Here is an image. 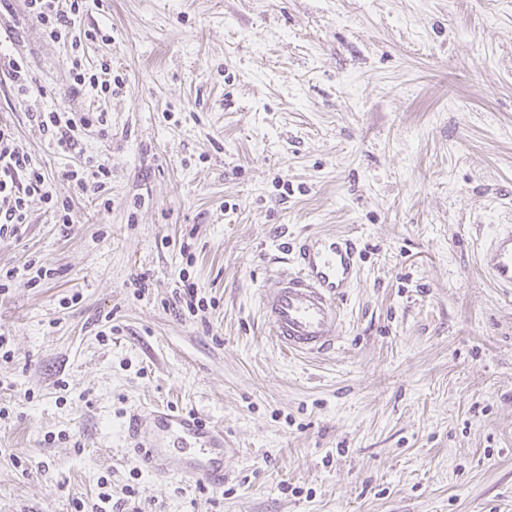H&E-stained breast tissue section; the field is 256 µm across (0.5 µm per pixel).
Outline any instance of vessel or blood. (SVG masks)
I'll list each match as a JSON object with an SVG mask.
<instances>
[{"label":"vessel or blood","instance_id":"b4317fda","mask_svg":"<svg viewBox=\"0 0 512 512\" xmlns=\"http://www.w3.org/2000/svg\"><path fill=\"white\" fill-rule=\"evenodd\" d=\"M356 246L352 240L318 235L305 240L297 253V271L261 294L263 315L277 342L289 353L315 354L336 345L344 293L356 273ZM480 263L492 280L512 288V227L496 233ZM176 438L185 454L179 464L159 435ZM127 444L141 463L158 474L182 478L212 488L224 485V429L193 413L156 408L150 414L130 415Z\"/></svg>","mask_w":512,"mask_h":512}]
</instances>
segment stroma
Listing matches in <instances>:
<instances>
[{"instance_id":"35a3bbf8","label":"stroma","mask_w":512,"mask_h":512,"mask_svg":"<svg viewBox=\"0 0 512 512\" xmlns=\"http://www.w3.org/2000/svg\"><path fill=\"white\" fill-rule=\"evenodd\" d=\"M0 50L31 79L0 71V123L72 200L0 237V512H512V288L479 265L512 226V0H88L55 41L10 0ZM54 107L108 124L60 154ZM325 233L358 277L335 349L293 355L260 297ZM158 406L223 426V488L127 450ZM6 55L2 57L0 53V68L6 70L7 73L13 78L17 85V91L21 95H26L28 92V73L26 65L22 59L10 58L6 60ZM71 177L76 183V187L83 193L93 192V194L101 192L104 188V180L110 179L112 176L111 169L104 163L96 166V169H89L84 175V171H72ZM198 285L190 279H181V288L176 295V300L180 304L181 309L185 308L190 314L195 315L199 310H205L204 298L199 297Z\"/></svg>"}]
</instances>
